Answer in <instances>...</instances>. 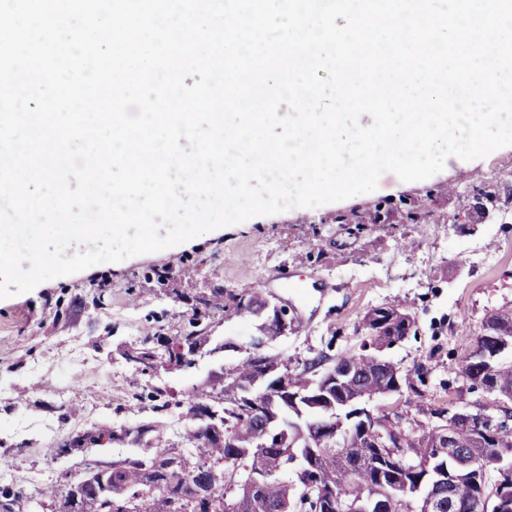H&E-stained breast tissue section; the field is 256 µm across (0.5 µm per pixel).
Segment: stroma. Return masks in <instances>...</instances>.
<instances>
[{
  "label": "stroma",
  "mask_w": 512,
  "mask_h": 512,
  "mask_svg": "<svg viewBox=\"0 0 512 512\" xmlns=\"http://www.w3.org/2000/svg\"><path fill=\"white\" fill-rule=\"evenodd\" d=\"M480 182L497 190L512 183V146L473 161L451 156L422 181L389 179L343 201L256 216L0 299V459L9 464L0 470V489L24 491L12 512H51L42 490L62 474L74 479L87 464L106 467L146 447L129 440L60 454V443L76 431L150 423L169 445L188 447L178 409L154 411L150 387L180 392L220 373L249 347L257 320L221 311L203 320L222 349L197 355L188 373L144 375L124 354L148 334L187 333L195 298L214 288L288 306L295 326L265 352L293 362L347 352L361 336L363 312L403 302L417 331L388 349L387 360L403 373L424 367L425 406L483 401V393L448 387L487 314L512 307V223L495 213L471 230L454 221ZM415 207L425 211V223H408ZM375 209L382 223L360 231L333 221ZM477 248L491 251L493 262H474Z\"/></svg>",
  "instance_id": "obj_1"
}]
</instances>
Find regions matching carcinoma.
Masks as SVG:
<instances>
[{
	"instance_id": "1",
	"label": "carcinoma",
	"mask_w": 512,
	"mask_h": 512,
	"mask_svg": "<svg viewBox=\"0 0 512 512\" xmlns=\"http://www.w3.org/2000/svg\"><path fill=\"white\" fill-rule=\"evenodd\" d=\"M474 200L464 217L470 219L474 213L489 216L498 196L483 190ZM380 221L377 211L336 217V223L353 224L357 229ZM266 304L267 299L256 294L214 288L195 300L190 322L194 330L183 336L149 334L127 360L149 374L181 355L191 358L208 342L197 330L208 313L229 310L243 318H256ZM380 320L384 330L361 337L354 350L333 360L320 356L292 368L290 361L280 359L288 391L303 396L310 393L319 376L317 370L328 365L337 374H350L347 381L336 385L338 402L362 394L370 398L384 390L403 397L407 407L422 399L418 384L425 382L423 367L403 375L374 358L415 331L414 318L404 303L394 302L367 310L360 326L374 328ZM500 332L512 336V307L486 317L481 334L468 340L461 372L470 377L474 388L494 387L512 398V364H490L484 359V352L496 349ZM157 344L164 347L159 359ZM265 359L264 351L252 345L249 352L224 367L220 377L193 386L183 399L173 397L165 388H153L149 398L155 401L154 409L173 406L189 423L191 447H168L157 436L151 452L143 456L110 467L87 466L78 480L73 512H353L362 493L383 498L385 512H512V498L503 503L497 482L489 480L495 441L477 440L472 428L462 421L454 423L455 442L450 448L440 431L414 418L401 422L384 416L375 427H357L354 436L336 439L327 437L322 409L303 408L308 424L300 431L293 426L297 412L287 408L281 426L292 437L305 432L315 454L291 466L293 457L284 456L275 439L263 447L254 444L253 436L263 424L257 411L275 391L271 382L264 387L255 384ZM212 402L222 403L214 411L218 429L201 421L202 406ZM403 428L409 433L405 446L377 447L382 436ZM154 431V426L145 424L120 430L101 425L74 437L81 451L123 434L141 438ZM470 458L477 461L476 466L463 465ZM394 483L408 484L409 493L389 497L386 488Z\"/></svg>"
}]
</instances>
